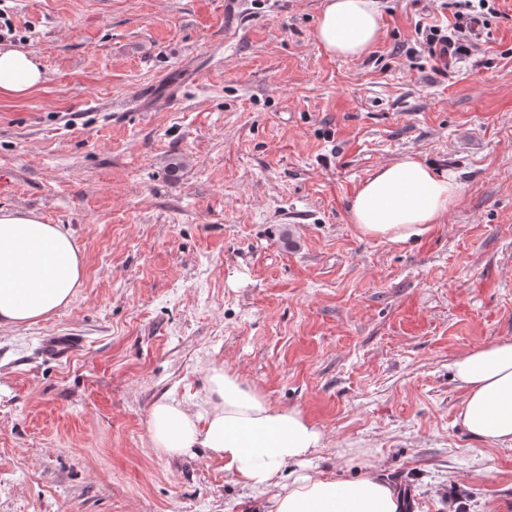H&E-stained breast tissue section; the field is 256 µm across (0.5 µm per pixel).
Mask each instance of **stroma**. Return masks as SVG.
Segmentation results:
<instances>
[{"label": "stroma", "instance_id": "obj_1", "mask_svg": "<svg viewBox=\"0 0 512 512\" xmlns=\"http://www.w3.org/2000/svg\"><path fill=\"white\" fill-rule=\"evenodd\" d=\"M323 3L245 0L228 40L224 0H0V47L45 73L0 95V209L83 260L70 303L0 330V512H247L223 462L149 439L214 365L316 423L324 473L512 512V446L464 431L452 372L512 337V0L446 68L412 51L418 21L456 28L442 0H378L360 59L316 42ZM405 155L460 198L420 240L362 236L351 198ZM79 347L80 342L76 336H51L44 340L41 349L47 356L62 360Z\"/></svg>", "mask_w": 512, "mask_h": 512}]
</instances>
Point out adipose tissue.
I'll return each instance as SVG.
<instances>
[{
	"mask_svg": "<svg viewBox=\"0 0 512 512\" xmlns=\"http://www.w3.org/2000/svg\"><path fill=\"white\" fill-rule=\"evenodd\" d=\"M380 35L376 0H325L314 32L330 55L356 59ZM44 72L30 51L0 49V94L22 96ZM462 192L447 169L406 155L380 167L353 195L350 217L365 237L405 243L441 222ZM82 260L71 234L30 212L0 210V330L45 318L73 297ZM464 390L458 414L472 437L512 445V339L463 354L452 365ZM152 444L176 458L202 448L223 461L235 483L250 493L255 512H401L403 504L374 466L342 480L317 471L313 456L325 445L320 427L294 407L271 404L236 374L211 367L202 403H154ZM291 473H284L286 464Z\"/></svg>",
	"mask_w": 512,
	"mask_h": 512,
	"instance_id": "obj_1",
	"label": "adipose tissue"
}]
</instances>
